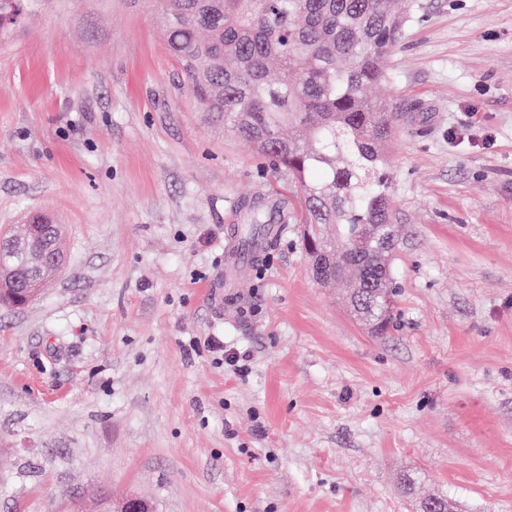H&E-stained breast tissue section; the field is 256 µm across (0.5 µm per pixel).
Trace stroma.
Masks as SVG:
<instances>
[{
  "label": "stroma",
  "instance_id": "1",
  "mask_svg": "<svg viewBox=\"0 0 512 512\" xmlns=\"http://www.w3.org/2000/svg\"><path fill=\"white\" fill-rule=\"evenodd\" d=\"M418 3L374 91L385 336L312 280L294 209L214 302L229 230L298 189L197 111L156 13L25 0L0 30V231L49 212L67 256L0 305V512H512V0Z\"/></svg>",
  "mask_w": 512,
  "mask_h": 512
}]
</instances>
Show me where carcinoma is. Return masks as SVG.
<instances>
[{
	"mask_svg": "<svg viewBox=\"0 0 512 512\" xmlns=\"http://www.w3.org/2000/svg\"><path fill=\"white\" fill-rule=\"evenodd\" d=\"M202 111L224 123L301 191L310 273L348 286L352 312L384 335L392 326L396 248L387 151L394 115L373 98L413 0H142ZM271 223L251 211L244 237ZM56 238L0 242V303L29 305L13 275ZM417 512H452L446 495Z\"/></svg>",
	"mask_w": 512,
	"mask_h": 512,
	"instance_id": "1",
	"label": "carcinoma"
}]
</instances>
